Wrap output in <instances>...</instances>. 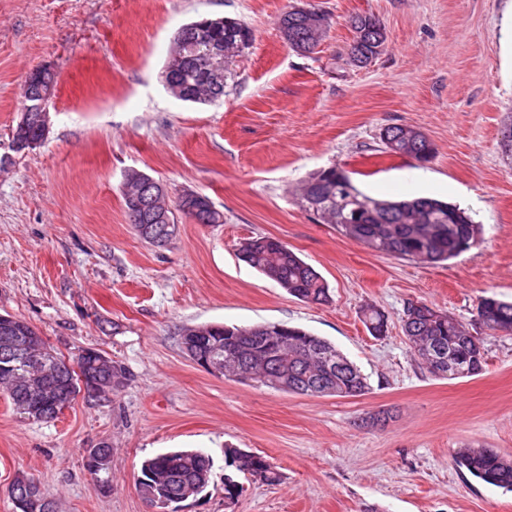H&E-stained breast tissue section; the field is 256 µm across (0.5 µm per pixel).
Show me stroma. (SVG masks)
Segmentation results:
<instances>
[{"mask_svg": "<svg viewBox=\"0 0 512 512\" xmlns=\"http://www.w3.org/2000/svg\"><path fill=\"white\" fill-rule=\"evenodd\" d=\"M332 26L302 57L278 20L290 7ZM512 0H0V314L28 322L68 363L94 349L125 366L118 393L77 396L51 422H24L0 394V512H18L17 475L55 512H152L135 481L142 462L178 448L212 460L206 490L178 512H512V492L453 463L473 443L512 455V335L484 343L481 375L432 377L404 336L422 302L474 326L479 300H512V159L500 147L512 112ZM385 26V49L348 61L350 18ZM238 18L251 46L213 104L175 99L164 70L176 33L201 17ZM57 74L46 139L11 149L29 74ZM420 129L424 164L386 153L382 128ZM336 166L374 198L428 196L471 210L479 248L426 265L373 251L317 221L293 190ZM162 183L170 204L208 197L224 214H178L157 248L129 224L127 170ZM260 236L291 247L328 282L304 303L240 260ZM388 315L372 336L360 311ZM284 323L334 343L368 377L356 398L302 396L214 375L181 350L183 328ZM388 410L385 426L360 420ZM112 447L110 488L84 466ZM265 456L282 473L224 497V450Z\"/></svg>", "mask_w": 512, "mask_h": 512, "instance_id": "obj_1", "label": "stroma"}]
</instances>
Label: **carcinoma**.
I'll return each instance as SVG.
<instances>
[{"label": "carcinoma", "mask_w": 512, "mask_h": 512, "mask_svg": "<svg viewBox=\"0 0 512 512\" xmlns=\"http://www.w3.org/2000/svg\"><path fill=\"white\" fill-rule=\"evenodd\" d=\"M317 14L291 9L279 20L283 38L293 51L309 56L321 41L314 39L312 26ZM350 26L359 38L350 45L348 56L357 67H364L384 46L387 31L372 14H357ZM253 32L244 22L226 18L221 27L197 20L178 33L166 67L168 91L178 100L209 103L224 95L226 83L219 88L202 80L204 70L215 56L224 64V78L232 77L235 44L251 45ZM56 88L54 72L28 82L22 90V104L36 102L48 89ZM413 127L390 125L380 133L385 150L418 162L429 161L435 148L423 132L411 136ZM302 207L314 211L325 224H334L347 237L378 252L423 264L448 261L479 243L480 225L456 204L430 197L398 201L375 199L361 192L351 179L336 167L320 170L298 188ZM129 224L143 241L156 245L159 231L164 241L176 234L178 224L174 211L157 193L156 181L145 179L137 198H124ZM178 210L199 224H220L223 215L210 200L199 196L194 209ZM242 261L286 289L293 297L310 304L331 302L330 288L321 274L284 242L272 237L247 240L239 249ZM479 306L486 307L483 328L490 335L499 334L500 326L512 327V302L485 296ZM363 323L373 336L385 334L386 313L369 306L362 311ZM402 329L411 349L427 372L435 378L454 380L471 377L483 371L485 348L469 328L443 310L428 304L419 309L410 302L404 309ZM183 353L188 358L206 355L224 362L227 374L241 382L257 383L288 394L307 396L359 397L369 390L367 378L334 343L300 328L288 333V345H279V337L268 336L262 325L237 326L214 324L201 333V327L184 329L180 334ZM237 355L238 365L226 363ZM117 380L113 390L124 387L129 379L127 369L111 360L100 361L94 350L84 351L76 365L68 364L49 349L42 337L27 322L16 317L0 321V388L6 389L13 413L23 421L50 422L58 418L82 390V383L106 387L107 376ZM96 449L87 450L85 467L96 476L105 490L109 489V467L96 466ZM229 466L263 484L274 486L282 474L267 458L241 448L225 449ZM453 462L482 482L512 491V456L490 448L465 444L453 452ZM209 456L201 450H175L143 461L136 481L139 494L147 497L156 485L176 495L193 486L201 493L209 484Z\"/></svg>", "instance_id": "1"}]
</instances>
